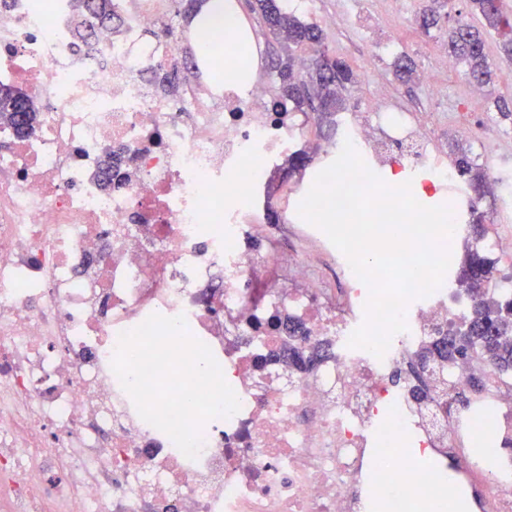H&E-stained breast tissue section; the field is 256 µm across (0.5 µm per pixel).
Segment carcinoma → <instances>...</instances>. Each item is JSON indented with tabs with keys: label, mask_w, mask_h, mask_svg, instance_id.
<instances>
[{
	"label": "carcinoma",
	"mask_w": 512,
	"mask_h": 512,
	"mask_svg": "<svg viewBox=\"0 0 512 512\" xmlns=\"http://www.w3.org/2000/svg\"><path fill=\"white\" fill-rule=\"evenodd\" d=\"M78 6L102 22L112 20V0H76ZM470 14L478 24L459 22L448 29V52L466 65V72L477 84L492 82L493 70L488 59L487 39L495 33L505 59L512 60V15L503 12L502 0H467ZM252 9L259 11L264 26L276 41L285 43V55L271 58L269 67L276 72L281 85V100L304 108L323 119L336 112L340 92L355 82L353 71L344 62L330 55L323 45L321 28L305 23L288 13L279 0H253ZM307 46L313 56L305 71L297 69L295 47ZM0 119L23 129L29 125L34 111L31 98L25 92L0 84ZM313 158L298 152L288 156V176H300ZM459 176L466 178L477 198L484 196L488 175L478 168L464 151L453 159ZM498 272L496 260L483 248L466 250L458 268V281L475 293L476 303L466 332L461 336H439L417 358L418 378H423L428 365L443 366L450 361L465 359L480 351L500 373L512 375V299L486 298L474 292L493 280Z\"/></svg>",
	"instance_id": "1"
}]
</instances>
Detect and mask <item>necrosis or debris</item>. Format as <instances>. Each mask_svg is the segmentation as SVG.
<instances>
[{
	"mask_svg": "<svg viewBox=\"0 0 512 512\" xmlns=\"http://www.w3.org/2000/svg\"><path fill=\"white\" fill-rule=\"evenodd\" d=\"M112 11L102 25L71 0H0V82L36 106L24 133L0 120V512H447L450 479L492 485L476 512H512V454L497 450L512 378L477 353L451 363L450 389L482 386L444 412L414 375L473 297L446 273L384 358L349 348L367 285L317 227L299 225L307 253L265 227L304 121L266 82L214 85L170 0ZM337 128L316 169L349 141L389 185L457 183L428 131L381 101ZM153 314L185 317L240 402L193 460L111 368L120 334Z\"/></svg>",
	"mask_w": 512,
	"mask_h": 512,
	"instance_id": "1",
	"label": "necrosis or debris"
}]
</instances>
